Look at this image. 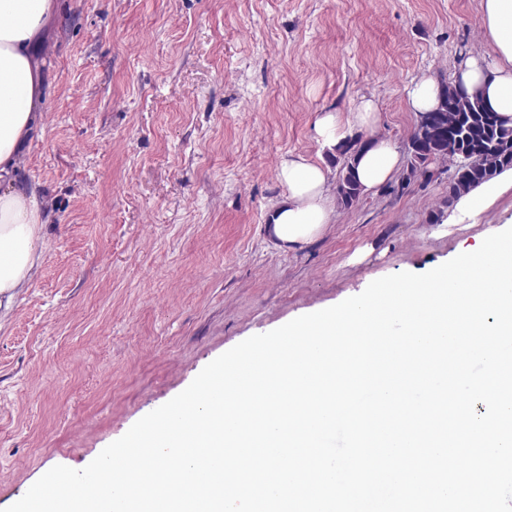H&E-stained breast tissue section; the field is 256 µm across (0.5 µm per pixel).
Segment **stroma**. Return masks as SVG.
Instances as JSON below:
<instances>
[{
	"label": "stroma",
	"instance_id": "obj_1",
	"mask_svg": "<svg viewBox=\"0 0 512 512\" xmlns=\"http://www.w3.org/2000/svg\"><path fill=\"white\" fill-rule=\"evenodd\" d=\"M485 48L481 0H59L18 171L48 219L0 320V512L246 338L512 227V188L469 228L429 223L443 176L335 207L299 251L265 229L281 161L328 159L319 116L373 98L374 135L405 151L406 86Z\"/></svg>",
	"mask_w": 512,
	"mask_h": 512
}]
</instances>
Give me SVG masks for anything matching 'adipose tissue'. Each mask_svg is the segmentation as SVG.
Here are the masks:
<instances>
[{
    "label": "adipose tissue",
    "mask_w": 512,
    "mask_h": 512,
    "mask_svg": "<svg viewBox=\"0 0 512 512\" xmlns=\"http://www.w3.org/2000/svg\"><path fill=\"white\" fill-rule=\"evenodd\" d=\"M55 9L56 0H0V311L5 313L35 273L46 222L37 185L20 180L18 170L24 147L42 120L38 104L43 78L32 47ZM481 23L491 52L469 56L456 77L512 120V0H482ZM377 112L376 103L364 99L349 113H324L315 124L323 147L331 151L352 129L371 132L370 146L355 168L367 192L392 179L400 163L392 144L372 133ZM327 174L323 164L301 156L281 162L279 177L288 192L270 211L266 225L274 248L294 251L324 233L333 212Z\"/></svg>",
    "instance_id": "ef3b65f1"
}]
</instances>
